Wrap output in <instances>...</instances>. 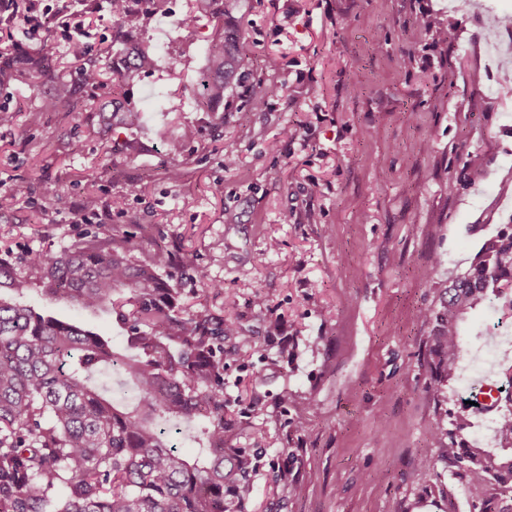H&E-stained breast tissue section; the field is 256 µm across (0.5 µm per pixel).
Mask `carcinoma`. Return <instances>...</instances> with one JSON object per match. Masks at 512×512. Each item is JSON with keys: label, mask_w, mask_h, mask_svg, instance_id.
I'll list each match as a JSON object with an SVG mask.
<instances>
[{"label": "carcinoma", "mask_w": 512, "mask_h": 512, "mask_svg": "<svg viewBox=\"0 0 512 512\" xmlns=\"http://www.w3.org/2000/svg\"><path fill=\"white\" fill-rule=\"evenodd\" d=\"M117 20L112 53L81 67L87 84L112 75L131 93L159 68L158 48L144 36L145 19L170 12V0H112ZM231 0H192L177 37L195 43L201 21L214 22L204 64L188 93L197 112L259 109L271 86L244 85L249 47ZM12 62L51 85L48 112H72L77 89L42 55ZM133 236L98 231L59 252L39 251L26 264L52 300L89 311L108 309L136 351L127 356L102 336L0 298V512H245L265 450L250 454L224 439V369L237 355L225 345L234 322L206 309L188 313L168 278L175 261L166 245L151 260L131 259ZM32 282L18 263L0 258V293L23 295ZM512 291V231L487 240L448 286L432 324L428 391L453 384L463 355L461 325L475 307ZM111 372L132 382L136 402L119 401L96 381ZM501 447L490 453L469 443L475 412L462 403L438 430L448 437V463L477 474L471 495L482 512H512V393L499 397ZM201 422L202 451L188 458L169 440L167 424ZM63 499L50 508L48 492Z\"/></svg>", "instance_id": "carcinoma-1"}]
</instances>
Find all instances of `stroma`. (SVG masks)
<instances>
[{"label": "stroma", "mask_w": 512, "mask_h": 512, "mask_svg": "<svg viewBox=\"0 0 512 512\" xmlns=\"http://www.w3.org/2000/svg\"><path fill=\"white\" fill-rule=\"evenodd\" d=\"M16 2L0 16V50L48 56L74 80L72 41L112 48L107 0H40L36 35L29 0ZM190 6L172 0L150 20L183 67L134 87L133 123L100 115L110 77L80 87L73 112L42 111L44 87L25 73L0 81V257L57 252L101 225L134 230L140 261L160 243L180 249L185 307L237 325L224 374L232 443L267 451L246 512H470L476 477L449 465L436 429L460 386L427 392L420 314L512 223V86L501 82L512 28L491 24L512 0H243L249 69L276 93L253 112L168 113L202 65L174 31ZM173 137L184 144L176 184ZM107 158L114 176L88 181ZM60 193L99 205L61 211ZM23 301L126 347L112 313L34 286ZM285 390L295 400L283 408ZM278 467L288 479L276 484Z\"/></svg>", "instance_id": "stroma-1"}]
</instances>
